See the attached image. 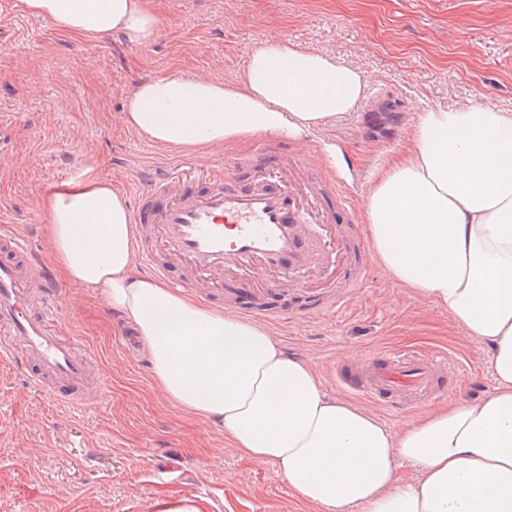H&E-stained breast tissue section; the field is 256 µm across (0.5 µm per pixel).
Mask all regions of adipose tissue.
<instances>
[{
	"mask_svg": "<svg viewBox=\"0 0 512 512\" xmlns=\"http://www.w3.org/2000/svg\"><path fill=\"white\" fill-rule=\"evenodd\" d=\"M66 33L152 43L150 0H22ZM366 74L287 39L249 54L241 80H141L125 124L193 152L255 134L305 141L345 115ZM52 255L103 289L145 343L153 377L180 407L219 419L246 459L278 464L314 512H512V113L470 102L418 114L402 156L365 198L373 255L390 282L447 311L486 346L494 385L483 398L431 407L400 429L325 395L315 368L287 355L260 323L209 308L141 276L123 194L105 179L45 197ZM412 469L403 476L400 464Z\"/></svg>",
	"mask_w": 512,
	"mask_h": 512,
	"instance_id": "1",
	"label": "adipose tissue"
}]
</instances>
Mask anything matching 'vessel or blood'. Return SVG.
<instances>
[{"label":"vessel or blood","instance_id":"obj_1","mask_svg":"<svg viewBox=\"0 0 512 512\" xmlns=\"http://www.w3.org/2000/svg\"><path fill=\"white\" fill-rule=\"evenodd\" d=\"M130 221L138 259L175 289L215 297L212 278L248 296L239 312L283 320L277 300L289 281L315 279L309 313L346 304L366 285V241L352 223L345 190L327 183L302 158L266 144L224 162L219 175L192 182L178 167L145 171ZM63 306L50 271L25 236L0 233V360L27 373L55 405L97 407L105 389L93 349L62 338ZM460 376L443 352L381 350L347 362L337 379L356 395L407 412L446 397Z\"/></svg>","mask_w":512,"mask_h":512}]
</instances>
